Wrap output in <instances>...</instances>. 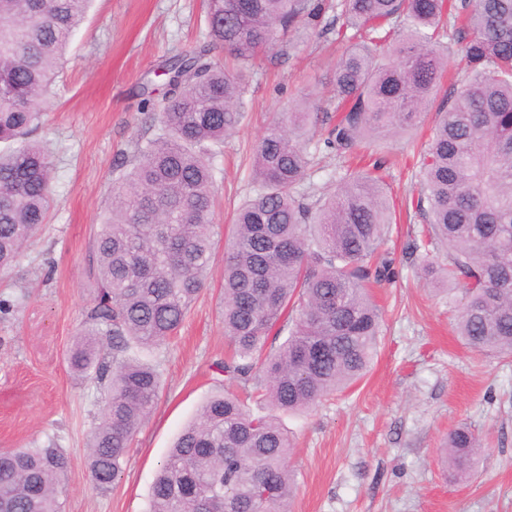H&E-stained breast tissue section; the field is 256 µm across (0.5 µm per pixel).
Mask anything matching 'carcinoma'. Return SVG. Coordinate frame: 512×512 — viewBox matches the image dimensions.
Segmentation results:
<instances>
[{
	"label": "carcinoma",
	"instance_id": "cac0c4a2",
	"mask_svg": "<svg viewBox=\"0 0 512 512\" xmlns=\"http://www.w3.org/2000/svg\"><path fill=\"white\" fill-rule=\"evenodd\" d=\"M90 0H0V275L44 229L49 154L28 140ZM327 10L344 44L334 91L340 115L325 146L340 154L371 136L414 128L462 45L468 77L448 93L420 160L427 233L413 251L432 281L460 284L458 334L479 353L512 356V0H207V41L161 65L159 127L138 148L92 243L98 293L69 365L100 390L86 466L93 486L118 481L161 373L132 344L174 337L213 259L215 171L210 147L243 116L246 67ZM223 48L236 63L212 59ZM308 98L259 139L256 190L224 246L220 365L244 397L219 393L161 461L148 512H291L294 443L279 415L309 410L365 375L382 313L370 290L390 280L381 254L391 223L383 187L344 170L312 204L296 195L315 126ZM444 246L446 262L431 258ZM263 404L255 414L250 403ZM485 446L467 425L448 433L452 476L467 480ZM71 459L55 439L0 450V512H61Z\"/></svg>",
	"mask_w": 512,
	"mask_h": 512
}]
</instances>
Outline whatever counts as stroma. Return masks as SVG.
<instances>
[{
	"label": "stroma",
	"mask_w": 512,
	"mask_h": 512,
	"mask_svg": "<svg viewBox=\"0 0 512 512\" xmlns=\"http://www.w3.org/2000/svg\"><path fill=\"white\" fill-rule=\"evenodd\" d=\"M205 6L206 0H92L36 132L51 152L52 204L43 235L0 282V298L24 300L0 318V449L58 440L72 460L62 512H147L150 486L174 438L225 387L217 367L225 350L224 240L253 193L254 149L277 114L310 91L321 95L307 146L313 163L299 194L324 197L343 171L342 158L323 143L336 122L333 68L341 53L327 31L328 13L295 34L281 55L259 56L250 69L244 118L214 157L216 234L206 286L176 338L138 350L157 365L162 387L118 484L94 489L85 459L99 392L68 365L97 292L89 275L93 235L121 162L153 134L140 85L161 87L162 60L204 42ZM438 111L431 104L418 128L360 146L395 216L385 245L394 275L374 290L383 322L368 374L309 412L282 419L296 444L289 459L297 483L293 512H512V358L463 343L454 331L462 291L444 293L421 279L407 249L427 222L413 205L421 192L417 144ZM462 424L487 447L466 482L452 478L441 453L448 432Z\"/></svg>",
	"instance_id": "obj_1"
}]
</instances>
